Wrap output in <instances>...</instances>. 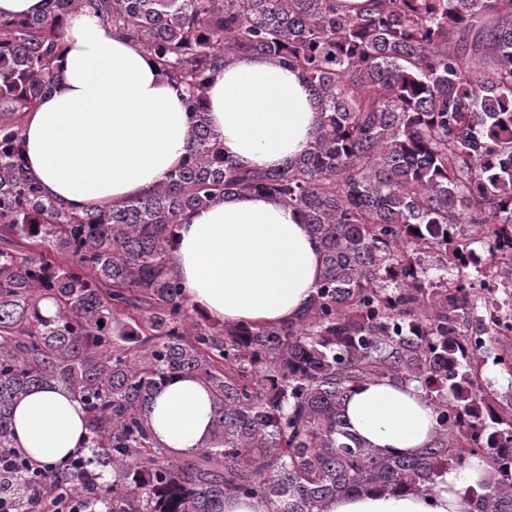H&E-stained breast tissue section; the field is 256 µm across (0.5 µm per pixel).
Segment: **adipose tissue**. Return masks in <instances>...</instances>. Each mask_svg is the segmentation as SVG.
<instances>
[{
  "mask_svg": "<svg viewBox=\"0 0 512 512\" xmlns=\"http://www.w3.org/2000/svg\"><path fill=\"white\" fill-rule=\"evenodd\" d=\"M57 64L60 86L24 114L26 159L46 195L67 208L115 206L151 192L183 160L189 118L182 93L136 42L96 17L73 15ZM209 118L226 156L275 169L308 149L315 102L297 72L238 55L210 75ZM178 268L189 302L225 323L281 325L297 318L320 280L319 241L295 214L258 195H232L193 212L177 231ZM350 430L384 455L426 447L438 423L413 386L369 380L346 406ZM213 403L205 383L170 379L155 394L158 444L179 457L209 443ZM87 413L56 384L32 389L13 410L15 449L32 465L63 464L82 449ZM482 464L451 471L435 494L374 491L333 500L327 512H470L465 490Z\"/></svg>",
  "mask_w": 512,
  "mask_h": 512,
  "instance_id": "ef3b65f1",
  "label": "adipose tissue"
}]
</instances>
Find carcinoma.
Wrapping results in <instances>:
<instances>
[{
    "label": "carcinoma",
    "mask_w": 512,
    "mask_h": 512,
    "mask_svg": "<svg viewBox=\"0 0 512 512\" xmlns=\"http://www.w3.org/2000/svg\"><path fill=\"white\" fill-rule=\"evenodd\" d=\"M89 11L136 41L184 95L187 154L150 194L81 212L27 167L22 117L62 82L66 20ZM296 70L315 100L309 148L275 170L224 156L209 73L238 55ZM288 206L319 240L316 292L294 321H213L177 272L187 215L230 195ZM509 281L482 297L471 252ZM512 0H47L0 17V457L16 460L10 512L64 494L86 512H326L367 490L432 495L478 460L471 512H512ZM456 287H448V280ZM50 300L55 311L41 314ZM210 388L209 444L169 457L150 427L174 375ZM412 384L438 430L413 456H384L349 430L368 380ZM53 382L89 414L83 467H32L13 448L14 406ZM112 473V482L104 480Z\"/></svg>",
    "instance_id": "cac0c4a2"
}]
</instances>
